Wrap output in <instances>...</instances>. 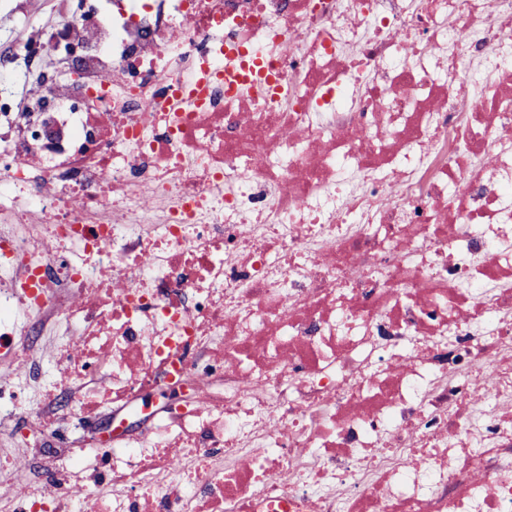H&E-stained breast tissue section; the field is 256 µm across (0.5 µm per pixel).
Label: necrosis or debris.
I'll return each mask as SVG.
<instances>
[{
    "mask_svg": "<svg viewBox=\"0 0 512 512\" xmlns=\"http://www.w3.org/2000/svg\"><path fill=\"white\" fill-rule=\"evenodd\" d=\"M12 109L0 347L84 411L191 383L0 512H512V0H115Z\"/></svg>",
    "mask_w": 512,
    "mask_h": 512,
    "instance_id": "1",
    "label": "necrosis or debris"
}]
</instances>
